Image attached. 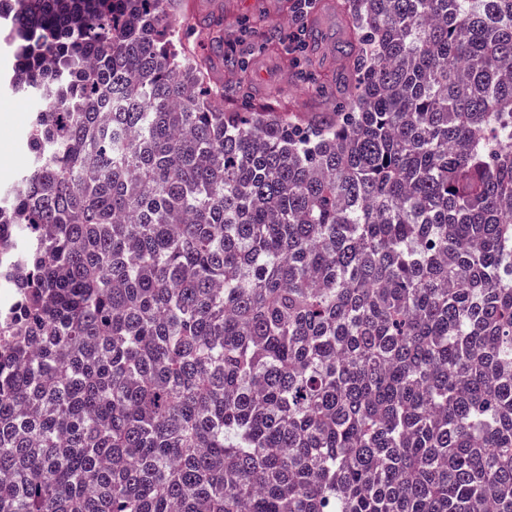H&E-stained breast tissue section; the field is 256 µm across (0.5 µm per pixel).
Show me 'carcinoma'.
<instances>
[{"label": "carcinoma", "instance_id": "1", "mask_svg": "<svg viewBox=\"0 0 512 512\" xmlns=\"http://www.w3.org/2000/svg\"><path fill=\"white\" fill-rule=\"evenodd\" d=\"M8 2L0 512H512V0H339L333 112ZM3 106V110H2ZM29 104L9 90L0 94V193H6L30 163Z\"/></svg>", "mask_w": 512, "mask_h": 512}]
</instances>
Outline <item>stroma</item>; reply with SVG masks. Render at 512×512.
<instances>
[{
  "label": "stroma",
  "instance_id": "35a3bbf8",
  "mask_svg": "<svg viewBox=\"0 0 512 512\" xmlns=\"http://www.w3.org/2000/svg\"><path fill=\"white\" fill-rule=\"evenodd\" d=\"M198 23L186 30L190 47L209 54L213 81L223 83L239 111H250L268 95L302 110H319L336 95V71L345 45V26L336 0H320L317 42L299 55L283 50L300 27L293 0H187ZM222 24L213 35L210 21ZM29 104L10 91L0 92V192L8 191L31 160Z\"/></svg>",
  "mask_w": 512,
  "mask_h": 512
}]
</instances>
